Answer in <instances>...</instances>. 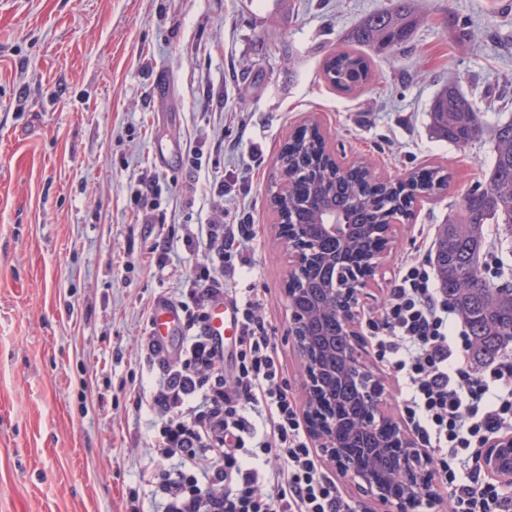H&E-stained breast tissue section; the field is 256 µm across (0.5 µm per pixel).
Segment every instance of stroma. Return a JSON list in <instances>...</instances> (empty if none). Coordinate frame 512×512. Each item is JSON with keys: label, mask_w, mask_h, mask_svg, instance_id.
<instances>
[{"label": "stroma", "mask_w": 512, "mask_h": 512, "mask_svg": "<svg viewBox=\"0 0 512 512\" xmlns=\"http://www.w3.org/2000/svg\"><path fill=\"white\" fill-rule=\"evenodd\" d=\"M390 0H0V512H126L157 429L137 394L152 373L142 328L207 250L188 232L246 225L250 267L227 276L259 314L297 403L307 382L288 334V247L270 205L275 159L317 124L337 158L402 177L443 168L448 187L400 219L357 309L359 332L403 263L493 162L489 141L435 138L429 108L455 81L487 125L512 119V0H415L423 24L342 92L327 57L353 49ZM474 33L463 45L455 23ZM200 168H190L189 148ZM156 202H136L141 176ZM231 188L214 195L217 182ZM170 251L164 273L153 247Z\"/></svg>", "instance_id": "obj_1"}]
</instances>
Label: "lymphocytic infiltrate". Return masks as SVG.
<instances>
[{
	"instance_id": "f902f5d3",
	"label": "lymphocytic infiltrate",
	"mask_w": 512,
	"mask_h": 512,
	"mask_svg": "<svg viewBox=\"0 0 512 512\" xmlns=\"http://www.w3.org/2000/svg\"><path fill=\"white\" fill-rule=\"evenodd\" d=\"M247 238L244 226L220 222L188 234L215 261L172 298L184 315L181 347L171 357L141 339L159 425L143 479L156 512H354L302 433L256 293L238 301L232 357L211 343L210 305L225 273L249 265ZM371 328L377 361L405 392V419L448 486L449 512H512V494L479 465L491 441L512 432V351L476 358L427 260L399 275Z\"/></svg>"
}]
</instances>
